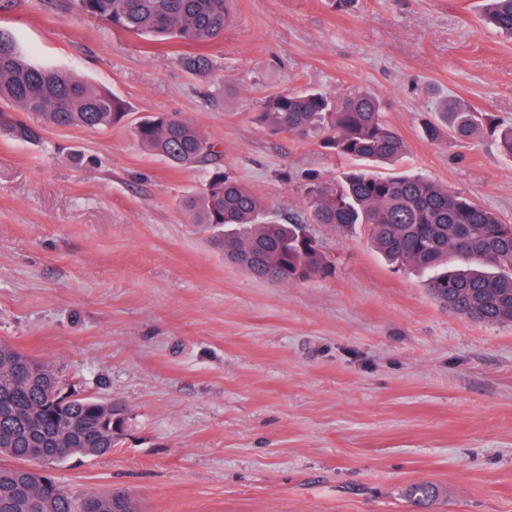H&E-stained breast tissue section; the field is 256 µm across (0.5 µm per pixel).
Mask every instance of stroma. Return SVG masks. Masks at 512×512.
<instances>
[{
	"label": "stroma",
	"mask_w": 512,
	"mask_h": 512,
	"mask_svg": "<svg viewBox=\"0 0 512 512\" xmlns=\"http://www.w3.org/2000/svg\"><path fill=\"white\" fill-rule=\"evenodd\" d=\"M482 0H234L222 38L188 46L112 30L75 0H0L29 61L119 96L103 128L0 136V341L49 364L65 391L125 404L111 454L48 472L70 493L127 491L139 512H512V325L460 318L363 227L311 225L332 275L258 279L225 260L181 199L206 179L144 150L139 117L174 113L277 212L346 161L318 138L270 134L269 94L368 90L419 172L512 224V39ZM206 55L207 74L187 70ZM449 99L487 114L474 139L429 140Z\"/></svg>",
	"instance_id": "stroma-1"
}]
</instances>
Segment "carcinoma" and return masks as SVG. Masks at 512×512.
<instances>
[{
	"mask_svg": "<svg viewBox=\"0 0 512 512\" xmlns=\"http://www.w3.org/2000/svg\"><path fill=\"white\" fill-rule=\"evenodd\" d=\"M82 13L127 34L175 39L188 45L224 33L231 0H76ZM485 24L512 38V0H485ZM40 112L49 126L103 128L128 116L117 96L58 70L31 64L14 40L0 32V104ZM385 106L368 91L330 96L316 89L267 96L255 121L273 134L320 136L328 154L361 163L334 180L314 178L306 191V214L283 219L251 189L224 170L223 152L192 123L169 113L143 118L135 133L142 146L178 167H204L203 187L184 196L180 207L194 224L213 231L224 258L248 273L281 283L304 282L329 273L326 259L307 224L348 229L356 224L385 257L428 270L432 298L456 316L491 324H512V224L504 223L469 196L424 175L383 174L374 163L402 160L404 140L384 118ZM482 127V114L447 101L426 127L433 140L462 142ZM0 132L37 143L41 130L0 109ZM29 355L0 343V455L17 461L0 465V512H138L122 489L74 498L55 481L24 466L38 438L48 463L62 455L102 456L112 452L125 420V407L112 414L93 397L55 401L53 370L32 384L21 375ZM433 487L418 483L409 497L423 505Z\"/></svg>",
	"mask_w": 512,
	"mask_h": 512,
	"instance_id": "cac0c4a2",
	"label": "carcinoma"
}]
</instances>
